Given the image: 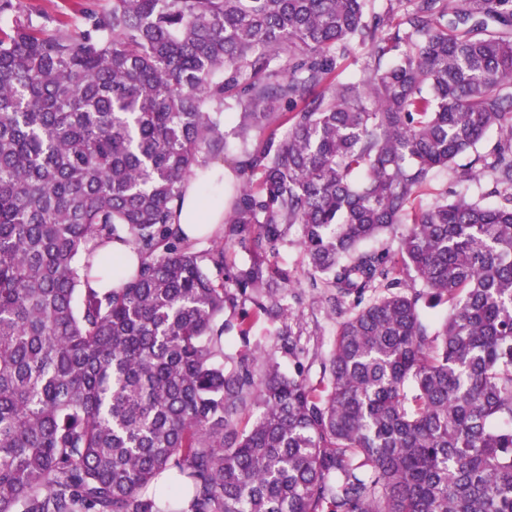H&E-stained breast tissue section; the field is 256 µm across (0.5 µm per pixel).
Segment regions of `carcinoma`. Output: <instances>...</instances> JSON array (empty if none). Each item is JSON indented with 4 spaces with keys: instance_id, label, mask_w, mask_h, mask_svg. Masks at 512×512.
Wrapping results in <instances>:
<instances>
[{
    "instance_id": "cac0c4a2",
    "label": "carcinoma",
    "mask_w": 512,
    "mask_h": 512,
    "mask_svg": "<svg viewBox=\"0 0 512 512\" xmlns=\"http://www.w3.org/2000/svg\"><path fill=\"white\" fill-rule=\"evenodd\" d=\"M2 14L0 512H512V0ZM230 140L201 249L177 211ZM450 166L495 203L414 206ZM303 287L338 324L315 382Z\"/></svg>"
}]
</instances>
